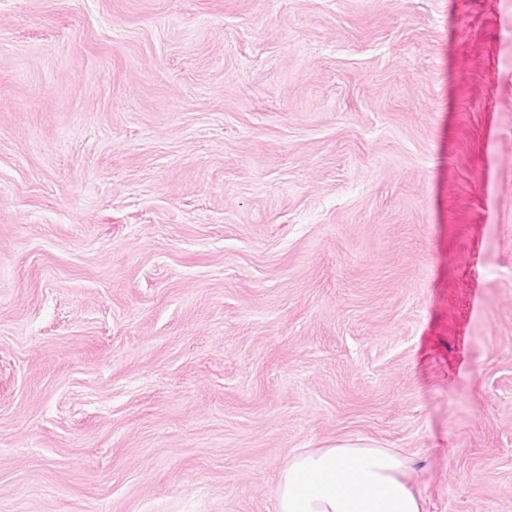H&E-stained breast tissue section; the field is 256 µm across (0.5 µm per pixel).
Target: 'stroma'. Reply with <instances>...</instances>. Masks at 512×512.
Listing matches in <instances>:
<instances>
[{"label":"stroma","mask_w":512,"mask_h":512,"mask_svg":"<svg viewBox=\"0 0 512 512\" xmlns=\"http://www.w3.org/2000/svg\"><path fill=\"white\" fill-rule=\"evenodd\" d=\"M358 438L512 512V0H0V512Z\"/></svg>","instance_id":"1"}]
</instances>
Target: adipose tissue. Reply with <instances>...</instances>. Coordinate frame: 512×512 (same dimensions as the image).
Here are the masks:
<instances>
[{"label":"adipose tissue","mask_w":512,"mask_h":512,"mask_svg":"<svg viewBox=\"0 0 512 512\" xmlns=\"http://www.w3.org/2000/svg\"><path fill=\"white\" fill-rule=\"evenodd\" d=\"M407 459L345 440L291 455L277 482V512H422L405 479Z\"/></svg>","instance_id":"ef3b65f1"}]
</instances>
